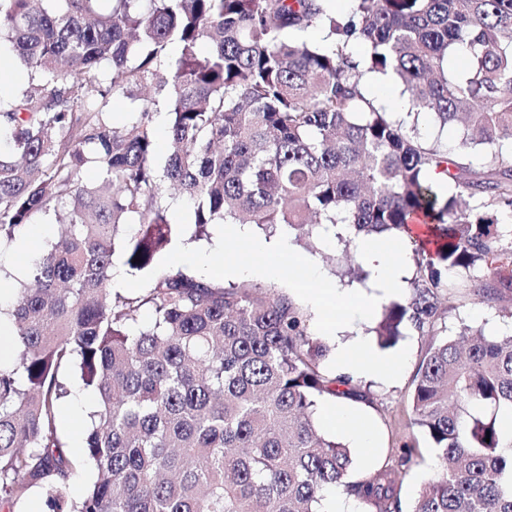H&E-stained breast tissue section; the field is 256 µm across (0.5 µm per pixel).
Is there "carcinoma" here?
Here are the masks:
<instances>
[{
    "mask_svg": "<svg viewBox=\"0 0 512 512\" xmlns=\"http://www.w3.org/2000/svg\"><path fill=\"white\" fill-rule=\"evenodd\" d=\"M333 2L0 0V47L27 74L7 92L0 66V247L43 216L61 227L0 307L18 354L0 366V512H25L33 490L48 512H318L331 487L402 512L390 463L358 470L317 429L319 399L370 398L322 370L328 347L291 298L174 267L142 293L113 288L116 245L143 275L178 235L171 189L201 233L425 227L409 297L376 327L384 347L408 328L430 337L411 426L435 466L411 512H512V336L435 330L457 274L489 301L512 295V228L490 216L512 218V0H354L343 24ZM312 27L322 44L301 39ZM376 76L403 86L409 113L460 123L457 154L394 122L366 92ZM73 368L99 402L78 460L58 429ZM78 468L92 481L74 499Z\"/></svg>",
    "mask_w": 512,
    "mask_h": 512,
    "instance_id": "carcinoma-1",
    "label": "carcinoma"
}]
</instances>
